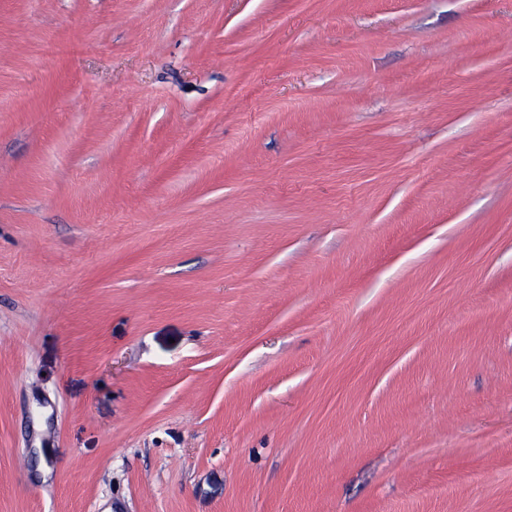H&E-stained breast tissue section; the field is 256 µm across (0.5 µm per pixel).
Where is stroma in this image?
<instances>
[{"label": "stroma", "mask_w": 512, "mask_h": 512, "mask_svg": "<svg viewBox=\"0 0 512 512\" xmlns=\"http://www.w3.org/2000/svg\"><path fill=\"white\" fill-rule=\"evenodd\" d=\"M0 512H512V0H0Z\"/></svg>", "instance_id": "obj_1"}]
</instances>
